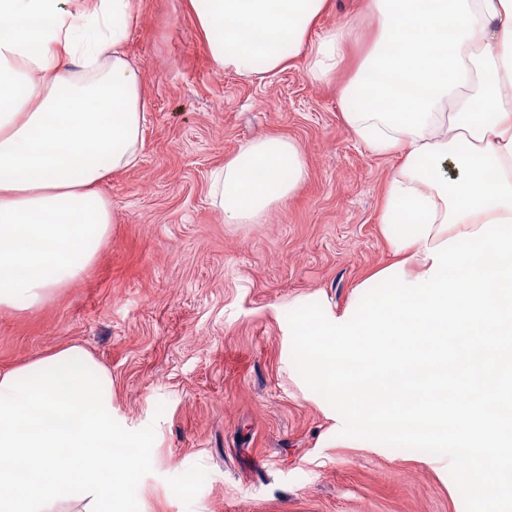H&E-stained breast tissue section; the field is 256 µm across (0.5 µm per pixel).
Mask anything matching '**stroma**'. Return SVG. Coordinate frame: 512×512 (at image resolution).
<instances>
[{
  "instance_id": "1",
  "label": "stroma",
  "mask_w": 512,
  "mask_h": 512,
  "mask_svg": "<svg viewBox=\"0 0 512 512\" xmlns=\"http://www.w3.org/2000/svg\"><path fill=\"white\" fill-rule=\"evenodd\" d=\"M355 37L332 83L303 60L245 79L218 70L188 0H139L125 51L141 71L140 161L104 188L110 236L80 279L33 309L0 308V371L77 344L112 376L126 429L155 427L139 512H478L468 458L332 442L289 357L288 308L339 311L388 265L378 156L342 119L340 90L375 33L360 0L321 28ZM270 135L297 142L307 177L258 224H228L211 178Z\"/></svg>"
}]
</instances>
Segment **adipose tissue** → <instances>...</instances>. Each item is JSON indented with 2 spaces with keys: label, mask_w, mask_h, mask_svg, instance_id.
I'll use <instances>...</instances> for the list:
<instances>
[{
  "label": "adipose tissue",
  "mask_w": 512,
  "mask_h": 512,
  "mask_svg": "<svg viewBox=\"0 0 512 512\" xmlns=\"http://www.w3.org/2000/svg\"><path fill=\"white\" fill-rule=\"evenodd\" d=\"M329 0H201L214 65L255 78L300 57L336 77L350 26L319 29ZM138 0H0V308L30 309L80 278L107 241L101 187L136 165L141 74L123 45ZM378 36L343 89L347 127L399 157L381 216L394 260L342 312L295 304L293 364L336 431L459 455L497 473L471 495L512 500V0H363ZM282 136L215 172L228 224H253L304 182ZM402 380L416 396L370 410L349 389Z\"/></svg>",
  "instance_id": "ef3b65f1"
}]
</instances>
